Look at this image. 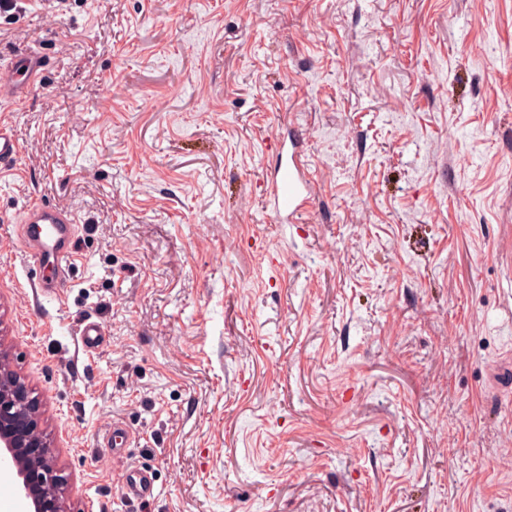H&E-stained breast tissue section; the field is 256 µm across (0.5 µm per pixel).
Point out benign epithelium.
Returning <instances> with one entry per match:
<instances>
[{
	"label": "benign epithelium",
	"mask_w": 512,
	"mask_h": 512,
	"mask_svg": "<svg viewBox=\"0 0 512 512\" xmlns=\"http://www.w3.org/2000/svg\"><path fill=\"white\" fill-rule=\"evenodd\" d=\"M8 361V351L0 340V447L13 461L19 478H25L31 469L43 472L45 490L55 499L57 512H63L67 491L47 453L36 400L19 375L1 371Z\"/></svg>",
	"instance_id": "obj_1"
}]
</instances>
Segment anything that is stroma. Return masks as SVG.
I'll use <instances>...</instances> for the list:
<instances>
[{
    "label": "stroma",
    "instance_id": "obj_1",
    "mask_svg": "<svg viewBox=\"0 0 512 512\" xmlns=\"http://www.w3.org/2000/svg\"><path fill=\"white\" fill-rule=\"evenodd\" d=\"M35 40L49 70L0 103V340L71 512H512V0L0 12V57ZM291 133L318 194L279 224ZM34 199L78 221L59 299ZM18 154V144L12 132L0 123V172L16 168ZM78 332L84 353L88 356L96 354L104 341L105 330L102 324L86 318L80 323ZM123 495L132 501L146 502L154 498L153 471L144 465L129 467L120 476Z\"/></svg>",
    "mask_w": 512,
    "mask_h": 512
}]
</instances>
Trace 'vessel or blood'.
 Masks as SVG:
<instances>
[{
  "label": "vessel or blood",
  "instance_id": "b4317fda",
  "mask_svg": "<svg viewBox=\"0 0 512 512\" xmlns=\"http://www.w3.org/2000/svg\"><path fill=\"white\" fill-rule=\"evenodd\" d=\"M50 59L44 52L26 45L18 48L11 61L0 63V101L22 104L40 83ZM18 144L10 129L0 124V172L17 166ZM263 194L267 206L279 223L291 222L308 211L314 201V185L307 175L306 161L298 138L288 140V158L266 176ZM20 240L40 266L53 268L56 276L42 282L43 292L61 296L65 273L74 258L73 238L76 218L68 209L33 203L20 215ZM105 330L99 321L84 319L79 325V339L86 355L96 354ZM124 496L146 502L154 498L153 472L143 465L129 467L120 476Z\"/></svg>",
  "mask_w": 512,
  "mask_h": 512
}]
</instances>
